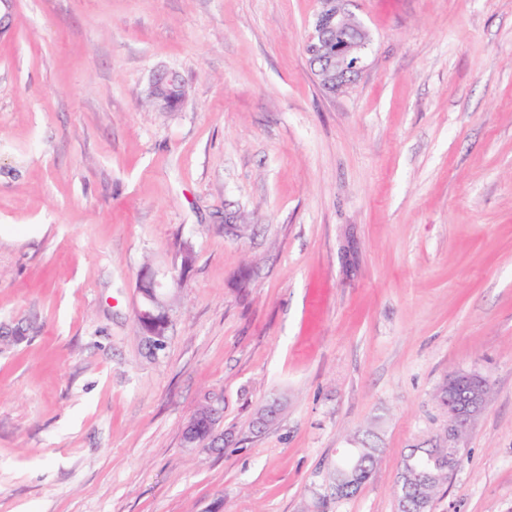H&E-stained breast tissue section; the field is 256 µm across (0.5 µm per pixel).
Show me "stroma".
I'll list each match as a JSON object with an SVG mask.
<instances>
[{
    "mask_svg": "<svg viewBox=\"0 0 512 512\" xmlns=\"http://www.w3.org/2000/svg\"><path fill=\"white\" fill-rule=\"evenodd\" d=\"M320 7L0 0V512H312L370 445L327 512H399L430 446L460 461L431 512H512V0H349L370 42L336 94ZM187 245L153 355L138 277ZM457 370L491 398L452 441ZM204 402L223 447L184 445ZM184 92L181 100L175 95ZM147 95L149 98L166 109H173L178 106L185 97V89L180 74L175 70H164L157 74L151 81Z\"/></svg>",
    "mask_w": 512,
    "mask_h": 512,
    "instance_id": "stroma-1",
    "label": "stroma"
}]
</instances>
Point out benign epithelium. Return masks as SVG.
Wrapping results in <instances>:
<instances>
[{"mask_svg": "<svg viewBox=\"0 0 512 512\" xmlns=\"http://www.w3.org/2000/svg\"><path fill=\"white\" fill-rule=\"evenodd\" d=\"M348 0H321L322 9L316 14L312 32L305 51L317 57L315 70L318 81L326 88L337 92L350 86L361 72L363 50L367 36L361 25L345 8ZM184 90L180 74L165 70L151 81L147 95L166 109L180 104L176 94ZM140 286L149 289L142 294L136 309L141 321L142 335H158L160 324H168L171 289L180 285L172 271L159 272L147 266L139 275ZM448 400L443 411L448 418V436L456 438L463 434L472 420L486 407L488 381L486 378L466 371H457L447 378ZM202 417L189 418L186 429L190 439L188 448H215L224 441V435L211 431L208 435L197 434Z\"/></svg>", "mask_w": 512, "mask_h": 512, "instance_id": "7a95c632", "label": "benign epithelium"}]
</instances>
